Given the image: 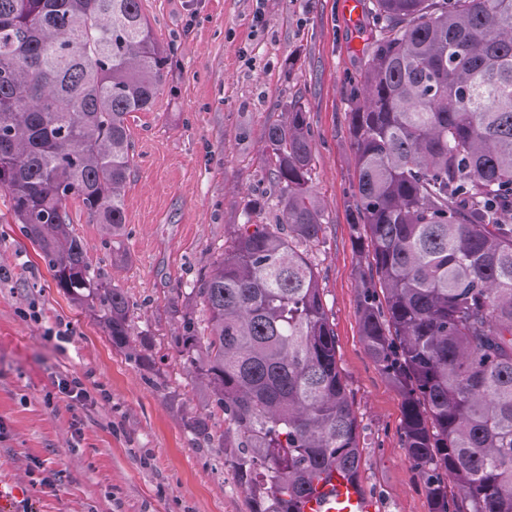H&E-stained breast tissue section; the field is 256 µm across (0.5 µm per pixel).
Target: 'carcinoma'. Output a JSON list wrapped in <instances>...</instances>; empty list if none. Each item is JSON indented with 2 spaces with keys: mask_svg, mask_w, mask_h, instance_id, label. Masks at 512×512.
Masks as SVG:
<instances>
[{
  "mask_svg": "<svg viewBox=\"0 0 512 512\" xmlns=\"http://www.w3.org/2000/svg\"><path fill=\"white\" fill-rule=\"evenodd\" d=\"M367 64L347 78L366 264L365 349L397 392L431 512H512V0H370ZM170 49L140 0H0L1 224H18L56 287L146 365L130 302L72 231L79 203L122 255L134 167L127 116L151 109ZM277 220L244 201L222 253L172 303L175 345L224 412L215 435L250 512H303L362 450L313 250L325 221L299 100L265 131ZM206 315L200 332L196 309Z\"/></svg>",
  "mask_w": 512,
  "mask_h": 512,
  "instance_id": "obj_1",
  "label": "carcinoma"
}]
</instances>
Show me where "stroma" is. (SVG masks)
Returning a JSON list of instances; mask_svg holds the SVG:
<instances>
[{"label": "stroma", "instance_id": "35a3bbf8", "mask_svg": "<svg viewBox=\"0 0 512 512\" xmlns=\"http://www.w3.org/2000/svg\"><path fill=\"white\" fill-rule=\"evenodd\" d=\"M172 49L150 111L127 120L135 167L125 193V257L69 202L93 266L122 288L151 361L115 351L59 293L19 225L0 223V485L20 482L37 512H249L226 452L187 422L206 406L172 342L167 306L222 252L242 200L272 196L261 156L267 126L302 100L312 136L311 185L324 207L316 253L336 358L359 424L361 480L374 512H430L404 447L401 404L360 336L351 226L358 183L346 78L363 67L372 21L344 0H141ZM80 377L98 402H46L56 375Z\"/></svg>", "mask_w": 512, "mask_h": 512}]
</instances>
